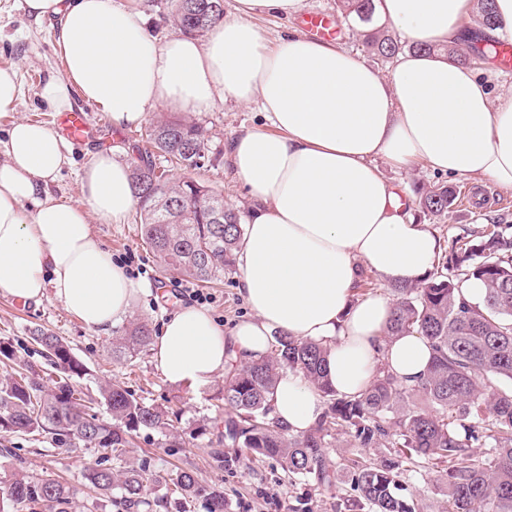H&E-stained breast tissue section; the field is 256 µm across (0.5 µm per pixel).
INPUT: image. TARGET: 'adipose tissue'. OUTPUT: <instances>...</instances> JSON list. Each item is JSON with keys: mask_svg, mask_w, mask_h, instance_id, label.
Segmentation results:
<instances>
[{"mask_svg": "<svg viewBox=\"0 0 512 512\" xmlns=\"http://www.w3.org/2000/svg\"><path fill=\"white\" fill-rule=\"evenodd\" d=\"M53 23L64 70L40 97L55 112L82 101L114 127L140 125L149 112L207 111L217 94L255 105L269 130L235 134L225 146L249 190L250 219L239 252L240 291L250 319L224 331L204 309L185 306L163 323L153 359L171 384L205 383L229 359L268 355L285 334L326 347L327 374L341 396L361 393L385 366L411 385L432 350L418 335L384 339L390 297L355 298L361 267L390 285L424 280L443 250L396 199L380 162L420 163L451 177L512 189V97L493 99L471 67L437 53L469 33L472 0H375L381 20L412 44L388 72L340 45L296 31L268 44L254 20L291 17L304 0H235L205 40L182 34L157 43L141 0H24ZM0 165V293L40 301L53 293L82 324L105 333L139 290L93 236L96 214L123 223L137 204L127 163L95 155L83 172L84 205L47 198L68 162L43 124L14 123ZM33 203L25 212L23 203ZM290 432L311 428L324 406L301 373L283 370L268 396Z\"/></svg>", "mask_w": 512, "mask_h": 512, "instance_id": "1", "label": "adipose tissue"}]
</instances>
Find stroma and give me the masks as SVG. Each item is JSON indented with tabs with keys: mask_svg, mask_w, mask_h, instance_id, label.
<instances>
[{
	"mask_svg": "<svg viewBox=\"0 0 512 512\" xmlns=\"http://www.w3.org/2000/svg\"><path fill=\"white\" fill-rule=\"evenodd\" d=\"M1 65L17 70L21 92L16 106L0 114V163L7 159L5 141L13 122L47 124L51 112L41 102L40 89L48 76L63 71L53 49L50 21H38L29 16L24 0H0ZM92 119L103 130L111 132L112 144L118 147L120 160L132 165L147 160L158 169L168 170L173 179L193 178L221 193L227 206L238 211L241 218H248L247 191L226 168L224 147L235 133L265 127L262 114L253 106L219 97L208 111L195 114V121L206 131L208 152L203 167L193 170L176 166L151 151L143 137L144 127H113L106 114L98 111L93 112ZM65 151L69 162L50 184L49 195L56 200L79 204L84 198L82 171L95 151L86 145L73 144L66 145ZM384 172L396 186L406 207L417 211L419 223L427 225L442 241L493 224L512 236V190L487 182L479 184L466 177L451 178L420 166L409 171L388 166ZM434 185H447L457 192L469 193L471 200L466 205L456 204L444 217L419 213L421 192ZM89 222L93 234L111 252L113 259L121 261L131 253L139 259L142 270L134 281L141 292L131 313L105 335L87 329L53 294H46L37 303L0 294V339L9 341L17 353L23 354L30 347L32 329H43L62 337L87 365L89 374L83 379L84 385L93 386L101 381L115 383L146 403L174 410L173 425L183 436L182 447H162L158 434L143 431L128 450L129 458L139 460L146 467L149 477L145 487L147 495L152 498L164 495L171 489L175 473L184 470L194 473L202 483L223 487L228 512H290V505L302 497L316 500L318 512H333L335 504L351 496L348 477H341L335 487L326 489L308 481L289 479L280 465L271 460L248 462L231 472L213 467L210 453L217 446V437L223 431L227 417L222 400L223 376H215L201 385L175 386L164 380L151 353L139 354L122 363L112 359V338L129 324L144 322L156 332L168 315L193 304V297L185 292L191 284L190 279L173 273L164 274L143 242L135 216H128L125 223L111 224L93 215ZM162 279L169 281L170 294L158 292L155 283ZM239 288L240 276L235 273L202 289L204 309L224 328H231L234 323L252 315ZM201 422L206 423L207 431L198 436L194 430ZM6 445L15 449L16 454L0 457V482H8L16 466L21 464L30 473L66 481L74 491L71 512H99L97 495L83 476L92 457L89 450L56 449L45 439L23 435L9 436ZM401 484L404 497L416 501L422 512H446V491L431 465L404 462Z\"/></svg>",
	"mask_w": 512,
	"mask_h": 512,
	"instance_id": "obj_1",
	"label": "stroma"
}]
</instances>
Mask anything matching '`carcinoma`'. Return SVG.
<instances>
[{
    "instance_id": "1",
    "label": "carcinoma",
    "mask_w": 512,
    "mask_h": 512,
    "mask_svg": "<svg viewBox=\"0 0 512 512\" xmlns=\"http://www.w3.org/2000/svg\"><path fill=\"white\" fill-rule=\"evenodd\" d=\"M171 17L184 33L203 36L223 8V0H171ZM348 15L361 26L372 23L374 0H341ZM478 24L497 23L494 0H476ZM363 43L383 60L405 50L402 42L381 31L363 34ZM499 41L476 39L470 51L447 49L448 57L469 65L472 57L496 55ZM147 138L156 150L183 167L206 150L202 131L186 119L158 120ZM138 198L141 236L163 271L210 283L234 271L244 228L224 197L211 194L190 215L178 211L192 193L186 182L165 173L155 175L151 164L132 170ZM446 186L425 191L423 211L448 214L457 202ZM446 263L436 266L422 282L391 289L394 315L384 330L391 339L417 334L433 352L424 377L405 385L380 367L373 381L357 396H336L326 379L327 350L315 341L297 342L275 336L271 355L237 364L224 382V407L229 416L218 443L244 448L252 459L276 460L288 477L331 488L341 469L352 475L355 495L336 512H418L399 494L403 460L413 458L444 465L438 477L446 487L447 512H512V238L497 229L448 245ZM482 282L485 296L471 303L465 284ZM31 343L44 359L23 360L15 376L0 381V433L44 436L56 448H86L94 462L86 480L108 512H191L205 500L207 512H226L224 489L204 486L192 473L172 478L173 494L150 499L144 493L145 466L127 456L133 435L149 430L164 437V445H179L169 412L134 397L114 384L84 391L72 380L88 368L60 337L40 329ZM151 330L134 323L112 341V359L123 362L145 351ZM299 371L320 392L324 411L308 431L294 434L270 415L267 396L283 369ZM103 404L112 421L98 417ZM343 435L353 448H385L375 463L353 460L340 468L330 464L329 440ZM489 449L485 460L471 457L470 448ZM213 466L233 470L240 456L219 448ZM16 512H70L73 490L55 478L18 471L7 484Z\"/></svg>"
}]
</instances>
